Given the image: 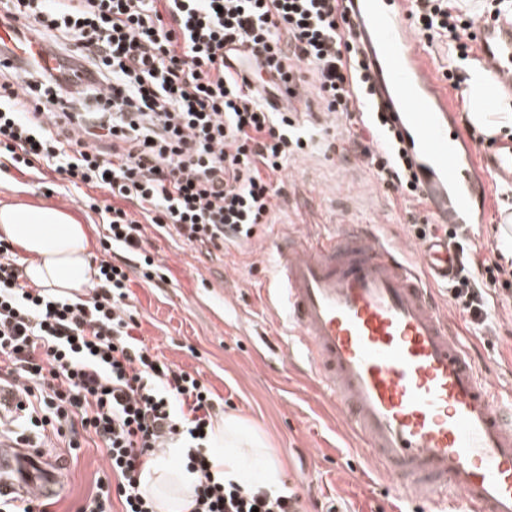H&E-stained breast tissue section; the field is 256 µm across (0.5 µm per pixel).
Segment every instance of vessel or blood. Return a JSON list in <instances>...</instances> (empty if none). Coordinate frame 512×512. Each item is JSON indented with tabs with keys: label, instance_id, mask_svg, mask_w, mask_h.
<instances>
[{
	"label": "vessel or blood",
	"instance_id": "b4317fda",
	"mask_svg": "<svg viewBox=\"0 0 512 512\" xmlns=\"http://www.w3.org/2000/svg\"><path fill=\"white\" fill-rule=\"evenodd\" d=\"M399 2H353L376 96L440 223H482L487 183L512 177V151L487 152L479 168L463 155ZM474 32L486 69L512 95V21L481 18ZM16 35L0 25V45L16 47ZM16 49L48 62L38 41ZM275 253L272 293L311 374L347 414L372 464L432 512H448L452 493L460 512H512V403L480 377L435 296L454 268L447 242H425L414 265L377 225L345 224L326 236L281 237ZM62 481L54 458L0 438V493L43 497Z\"/></svg>",
	"mask_w": 512,
	"mask_h": 512
}]
</instances>
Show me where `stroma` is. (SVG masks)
Returning a JSON list of instances; mask_svg holds the SVG:
<instances>
[{
  "label": "stroma",
  "instance_id": "stroma-1",
  "mask_svg": "<svg viewBox=\"0 0 512 512\" xmlns=\"http://www.w3.org/2000/svg\"><path fill=\"white\" fill-rule=\"evenodd\" d=\"M294 107L297 120L317 127L322 140L283 172L286 195L276 201L269 224L258 227L250 240L226 244L209 256L150 233V249L164 260L172 279L158 286L133 279L130 303L141 322L138 336L152 353L198 372L225 398V411L267 439L283 464L284 487L300 498L305 512H316L319 502L333 512H428L369 465L343 414L325 400L312 375L301 373L285 312L272 309L269 301L277 237L305 229L325 234L359 223L378 225L395 244L415 239L409 228L414 204L380 185L351 150L346 131L325 113L313 77H306ZM329 138L336 141L335 151L324 146ZM488 195L481 237L500 242L497 219L512 212V185L493 177ZM81 197L74 188L59 193L52 178L36 169H13L0 177V203L48 202L102 235L100 216L84 207ZM439 295L482 377L502 398L512 397V294L488 290L491 317L484 327L469 322L447 286H440ZM77 456L68 465L54 512H74L108 470L100 449L85 446Z\"/></svg>",
  "mask_w": 512,
  "mask_h": 512
}]
</instances>
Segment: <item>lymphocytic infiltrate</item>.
Masks as SVG:
<instances>
[{"mask_svg": "<svg viewBox=\"0 0 512 512\" xmlns=\"http://www.w3.org/2000/svg\"><path fill=\"white\" fill-rule=\"evenodd\" d=\"M409 16L427 43L447 40L443 76L460 84L475 16L455 0H411ZM1 23L20 25L51 63L0 62V158L22 172L45 164L74 188L110 195L82 199L105 229L86 297L29 283L0 241V384L19 399L6 429L53 448L99 440L109 473L76 512H112L116 501L122 512H157L142 475L175 448L196 476L189 512H299L292 492L213 472L208 433L224 401L152 354L128 298L132 277L170 278L146 248L148 230L209 255L269 223L282 171L318 134L272 96L308 73L327 113L367 129L361 155L380 184L424 203L402 138L372 105L350 0H6ZM412 227L418 239H447L452 298L485 324V288L511 287L512 268L477 261L459 225Z\"/></svg>", "mask_w": 512, "mask_h": 512, "instance_id": "1", "label": "lymphocytic infiltrate"}]
</instances>
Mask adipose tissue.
I'll list each match as a JSON object with an SVG mask.
<instances>
[{"label": "adipose tissue", "mask_w": 512, "mask_h": 512, "mask_svg": "<svg viewBox=\"0 0 512 512\" xmlns=\"http://www.w3.org/2000/svg\"><path fill=\"white\" fill-rule=\"evenodd\" d=\"M471 120L499 127L512 123V103L504 101L493 77L474 70L468 81ZM0 240L25 254L27 281L68 295L83 292L93 279L92 245L86 225L56 207L25 204L0 205ZM218 448L216 470L233 482L278 489L282 472L272 449L249 434L231 415L219 418L210 437ZM193 475L184 470L152 468L144 489L164 512H176L191 496Z\"/></svg>", "instance_id": "adipose-tissue-1"}]
</instances>
